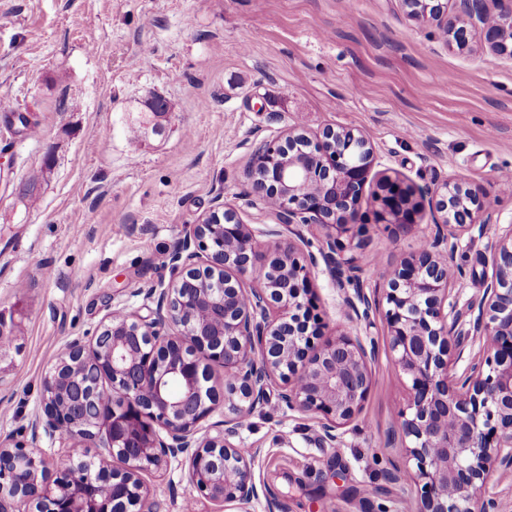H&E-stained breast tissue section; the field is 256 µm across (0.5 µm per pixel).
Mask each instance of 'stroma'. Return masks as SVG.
Returning a JSON list of instances; mask_svg holds the SVG:
<instances>
[{"instance_id":"stroma-1","label":"stroma","mask_w":512,"mask_h":512,"mask_svg":"<svg viewBox=\"0 0 512 512\" xmlns=\"http://www.w3.org/2000/svg\"><path fill=\"white\" fill-rule=\"evenodd\" d=\"M156 95L170 105L159 134L145 108ZM0 100V317L12 338L0 435L21 440L66 342L92 339L118 308L150 317L138 289L168 284L171 252L205 212L224 203L246 223H277L243 195L253 142L295 121L358 128L375 146L359 238L378 272L363 273L364 288L425 229L377 222L380 176L418 189L466 178L512 221L501 176L512 170V60L477 37L446 46L397 0H0ZM485 258V240L465 236L452 259L462 337ZM313 286L325 329L378 345L372 389L340 447L325 448L316 421L281 403L282 381L269 387L233 439L256 453L252 512H412L410 490L386 479L403 463L387 444L402 398L383 316L347 314L325 273ZM144 478L154 512L218 510L179 460Z\"/></svg>"}]
</instances>
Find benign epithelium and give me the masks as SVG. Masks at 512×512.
<instances>
[{
  "label": "benign epithelium",
  "instance_id": "1",
  "mask_svg": "<svg viewBox=\"0 0 512 512\" xmlns=\"http://www.w3.org/2000/svg\"><path fill=\"white\" fill-rule=\"evenodd\" d=\"M410 20L433 21L445 45L469 44L472 26L489 52L512 60V7L486 8L488 0H397ZM376 161L362 131L325 127L314 134L301 122L252 150L246 200L277 210L279 223L255 228L240 210L221 205L204 214L170 256L172 279L164 288L138 289L154 305L153 318L110 316L91 342L74 338L43 379L44 417L27 441L0 436V512H152L142 480L170 458L188 465V476L224 512H251L258 497L254 455L229 438L246 415L267 401L269 385L284 383L280 400L318 423L316 441L340 447L371 388L375 343L333 331L322 335L310 281L321 269L339 287L354 285L343 305L360 317L385 305L390 350L404 379L398 406L399 436L391 447L405 459L389 480L415 489L416 512H502L483 496L494 471L512 474V221H479L487 209L476 184L446 179L427 190L433 229L386 280L383 296L361 287L363 268L342 241L365 224L361 201ZM376 220L417 223L423 204L415 190L382 178ZM316 225L326 230L318 253L305 254L300 233L285 238L279 226ZM492 232L482 296L470 336L479 343L462 373L464 357L448 343L459 321L457 277L449 259L464 233ZM269 239L272 253L258 237ZM351 255H346V252ZM324 339L316 343L318 336ZM224 365V393L210 384L208 362ZM99 380L85 384V368ZM224 400L216 435L198 431ZM99 412L83 416L84 405ZM63 438L66 457L95 447L120 462L88 460L62 468L38 450V430Z\"/></svg>",
  "mask_w": 512,
  "mask_h": 512
}]
</instances>
